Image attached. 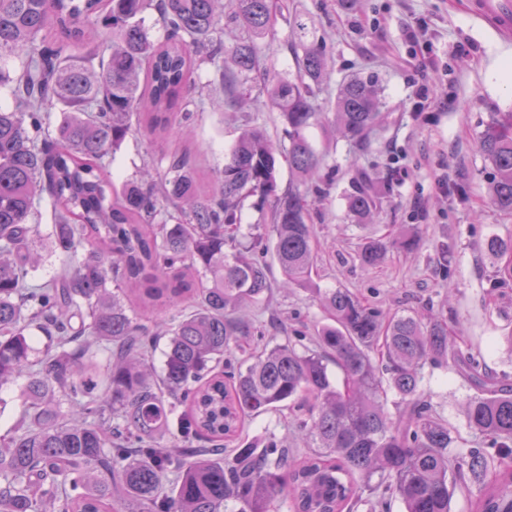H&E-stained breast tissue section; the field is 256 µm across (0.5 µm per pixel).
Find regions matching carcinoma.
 I'll return each mask as SVG.
<instances>
[{
	"label": "carcinoma",
	"instance_id": "carcinoma-1",
	"mask_svg": "<svg viewBox=\"0 0 512 512\" xmlns=\"http://www.w3.org/2000/svg\"><path fill=\"white\" fill-rule=\"evenodd\" d=\"M272 8L273 0H0V93L13 102L0 109V386L26 376L29 402L0 443V512H224L228 501L272 512L284 492L294 512H344L361 505V487L375 496L372 512H392L395 502L402 512H450L454 490L473 487L479 512H512V471L486 485L496 456L512 454V388L463 353L443 321L385 314L347 288H312L328 323L310 345L287 339L233 358L254 336L233 311L273 288L267 265L237 248L247 198L271 199L252 240H271L280 287L312 282L315 230L300 185L320 179L323 164L305 136L324 74L313 20H289L296 75L262 78L288 126L296 176L288 189L277 192L276 150L258 127L232 145L209 190L186 153L148 186L129 180L117 189L106 173L103 159L133 123L152 134L189 126L202 105L187 93L196 64L223 71L232 93L250 80ZM150 13L166 31L161 44ZM226 26L241 30L227 72ZM98 28L109 32L104 49ZM379 107L377 82L352 78L339 88L335 124L362 147ZM52 109L59 119L50 128L43 115ZM477 142L493 170L492 204L511 214L512 116L493 114ZM45 195L55 247L84 257L34 285L30 218ZM347 207L361 224L379 211L368 173ZM395 244L411 250L417 239L369 238L361 263L379 264ZM488 250L497 259L493 287L505 288L512 237L490 239ZM170 310L182 311L179 319ZM31 322L50 341L35 361ZM164 337L158 372L147 353ZM104 343L112 349L102 365ZM427 366L470 383L467 427L497 455L451 452L448 421L424 397ZM387 391L398 397L394 417L379 401ZM285 409L306 447L224 444L247 419Z\"/></svg>",
	"mask_w": 512,
	"mask_h": 512
}]
</instances>
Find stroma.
I'll return each mask as SVG.
<instances>
[{
  "instance_id": "obj_1",
  "label": "stroma",
  "mask_w": 512,
  "mask_h": 512,
  "mask_svg": "<svg viewBox=\"0 0 512 512\" xmlns=\"http://www.w3.org/2000/svg\"><path fill=\"white\" fill-rule=\"evenodd\" d=\"M467 0H279L280 13L266 36L258 38L260 65L270 75H292L296 69L288 23L298 12L314 19L322 38L325 77L316 92L320 113L306 135L323 159L324 193H310L315 225L313 288H347L371 307L422 318L439 316L448 323L463 351L485 360L498 374L512 379V353L503 343L512 333V288L492 289L495 260L487 243L512 237V215L490 202L492 169L480 153L477 135L491 113H512V88L494 79L500 61L512 57V37H503L491 22L473 16ZM419 24L416 40L407 28ZM190 86L201 97L191 133L182 138L156 136L132 129L108 158L115 184L138 178L151 169L155 178L165 170L158 160L174 152L191 156L198 181L211 188L224 152L247 123L265 130L274 143H286V125L255 81L247 96L235 102L219 71L202 66ZM372 76L382 106L375 132L364 149L353 148L333 131L338 89L343 81ZM428 86L429 99L419 96ZM370 172L381 191L379 218L357 224L349 217L346 198L359 172ZM411 232L416 251L389 249L372 268L359 260L368 237H397ZM54 226L41 217L37 249L43 260L34 283L49 281L82 258L53 245ZM452 255L449 273H442L440 247ZM269 344L297 334L313 335L326 315L310 290L275 289L271 300L242 309ZM423 389L449 427L462 436L460 450L479 448L480 436L469 433L461 412L473 390L445 367L425 368ZM275 435L281 444L303 447L290 419L278 413L258 418L244 431L260 441Z\"/></svg>"
}]
</instances>
